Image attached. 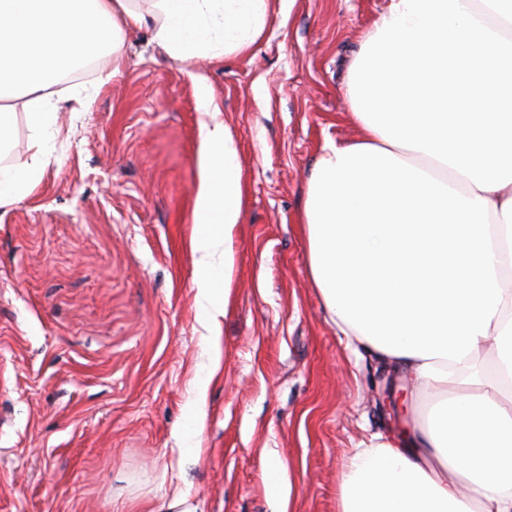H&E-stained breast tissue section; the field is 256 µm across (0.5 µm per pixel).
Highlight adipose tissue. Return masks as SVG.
Instances as JSON below:
<instances>
[{"mask_svg":"<svg viewBox=\"0 0 512 512\" xmlns=\"http://www.w3.org/2000/svg\"><path fill=\"white\" fill-rule=\"evenodd\" d=\"M0 0V155L16 107L31 164L0 166V207L43 177L59 88L120 67L139 30L169 58L226 60L263 38L275 0ZM357 139L327 144L301 222L310 280L349 345L427 403L343 466L339 512H512V0H388L346 84ZM196 303L228 302L242 169L222 123L199 133Z\"/></svg>","mask_w":512,"mask_h":512,"instance_id":"1","label":"adipose tissue"}]
</instances>
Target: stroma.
Returning a JSON list of instances; mask_svg holds the SVG:
<instances>
[{
	"label": "stroma",
	"instance_id": "obj_1",
	"mask_svg": "<svg viewBox=\"0 0 512 512\" xmlns=\"http://www.w3.org/2000/svg\"><path fill=\"white\" fill-rule=\"evenodd\" d=\"M386 5L279 0L219 64L171 60L143 30L60 112L41 183L0 207V512H275L272 459L288 512H337L347 458L406 424L404 379L348 347L300 224L323 147L359 134L346 78ZM202 81L216 113L197 110ZM206 121L232 135L247 198L215 371L191 247ZM267 473L269 493L279 502V512H287L291 487L286 478L284 465L279 461H272L267 468Z\"/></svg>",
	"mask_w": 512,
	"mask_h": 512
}]
</instances>
